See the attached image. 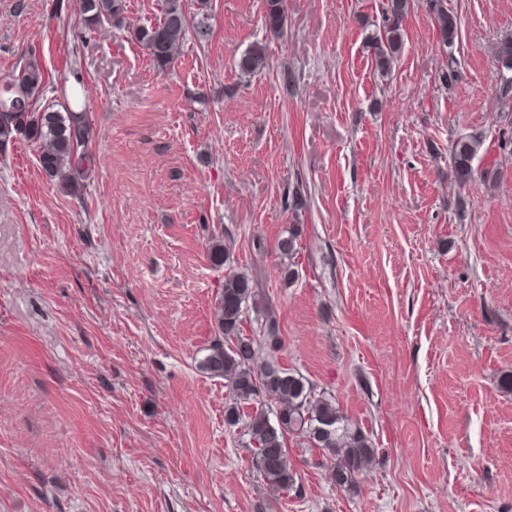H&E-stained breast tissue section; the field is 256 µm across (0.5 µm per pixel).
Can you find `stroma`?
<instances>
[{
    "label": "stroma",
    "instance_id": "1",
    "mask_svg": "<svg viewBox=\"0 0 512 512\" xmlns=\"http://www.w3.org/2000/svg\"><path fill=\"white\" fill-rule=\"evenodd\" d=\"M386 2L286 0L287 34L244 77L265 0H209L207 39L187 33L165 73L128 31L164 0L90 30L75 0H0V78L36 56L42 105L79 100L97 159L74 197L36 145L0 143V512H512V125L492 50L512 0H447L451 88L423 0L378 74L365 38ZM475 133L460 188L452 146ZM292 224L287 287L275 244ZM221 233L278 318L283 363L376 448L352 489L293 437L298 488L272 493L225 423L232 394L197 367ZM301 232L299 225L293 224L292 228L288 229V235L277 241L276 251L281 259L280 279L285 286L292 285L299 278L295 259L301 250Z\"/></svg>",
    "mask_w": 512,
    "mask_h": 512
}]
</instances>
